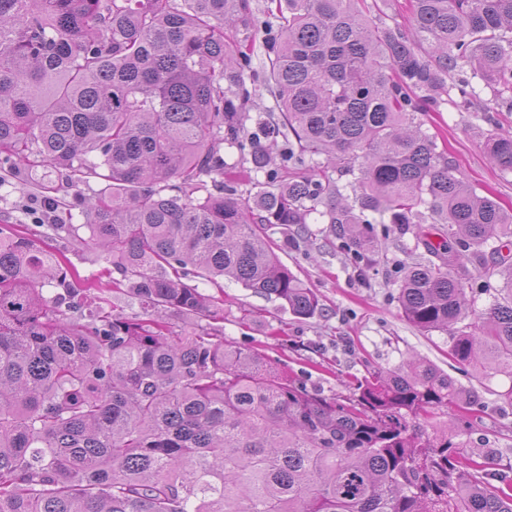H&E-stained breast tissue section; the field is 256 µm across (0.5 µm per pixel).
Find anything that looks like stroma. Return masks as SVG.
Masks as SVG:
<instances>
[{
    "label": "stroma",
    "instance_id": "35a3bbf8",
    "mask_svg": "<svg viewBox=\"0 0 512 512\" xmlns=\"http://www.w3.org/2000/svg\"><path fill=\"white\" fill-rule=\"evenodd\" d=\"M453 78L471 79L474 96L441 104L439 111L424 116V128L446 144L458 163L459 177L477 193L493 194L512 207V172L493 164L485 149L489 130L512 129V112L494 110L491 91L470 71L455 72ZM47 185L52 188L49 196L72 204L75 196L101 193L106 183L92 178L73 184L65 171L51 166L38 168L22 184L2 176L0 226L20 232L33 228L30 210L47 196L43 193ZM307 229L308 236L301 239L292 224L287 232H274L273 238L280 244L281 261L318 293L322 314L299 319L279 302L256 296L239 284L226 281L218 286L198 280L200 292L224 299L225 343L258 350L267 361L287 367L307 387L328 396L355 397L357 378L377 369L401 368L410 358L435 365L463 387L477 390L474 424L496 452L487 472L489 482L497 483L501 471L512 468V406L501 405L498 397L512 387V376L498 373L486 378L475 366L456 363L447 335L422 334L404 319L395 296L400 270L418 258L413 233L393 229L380 235L381 260L368 266L354 262L319 214L310 216ZM50 245L66 256L81 278L100 279L103 296L118 301L126 315L138 313L136 302L118 297L113 290L111 277L104 274L109 263L101 251L87 242L58 237ZM243 307L256 309L253 322L239 321Z\"/></svg>",
    "mask_w": 512,
    "mask_h": 512
}]
</instances>
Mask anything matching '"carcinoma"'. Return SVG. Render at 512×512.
I'll return each mask as SVG.
<instances>
[{
	"label": "carcinoma",
	"instance_id": "carcinoma-1",
	"mask_svg": "<svg viewBox=\"0 0 512 512\" xmlns=\"http://www.w3.org/2000/svg\"><path fill=\"white\" fill-rule=\"evenodd\" d=\"M360 2L0 0V170L108 182L83 199L87 224L49 228H86L142 311L106 310L62 253L0 228V512H512L484 477L494 449L428 432L473 404L448 374L410 361L328 397L225 344L218 299L192 284L227 279L311 318L320 299L272 229L317 212L373 265L372 224H446L437 245L415 235L399 308L458 362L512 375V262L485 251L512 238V212L418 120L475 94L448 83L464 67L512 105V0H410L405 27ZM258 84L278 120L252 119ZM486 148L512 172V132ZM336 171L358 206L336 200ZM471 260L509 293L468 323Z\"/></svg>",
	"mask_w": 512,
	"mask_h": 512
}]
</instances>
